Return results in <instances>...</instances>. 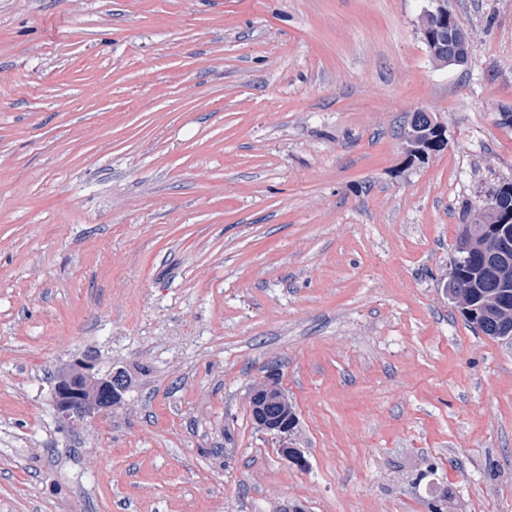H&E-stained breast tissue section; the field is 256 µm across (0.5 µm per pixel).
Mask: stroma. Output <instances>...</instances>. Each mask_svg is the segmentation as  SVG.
<instances>
[{"label":"stroma","mask_w":512,"mask_h":512,"mask_svg":"<svg viewBox=\"0 0 512 512\" xmlns=\"http://www.w3.org/2000/svg\"><path fill=\"white\" fill-rule=\"evenodd\" d=\"M427 4L0 0V512H512V338L445 290L512 182V0H451L463 66ZM82 362L129 384L69 426ZM423 11L421 32L431 59L440 65H465L468 39L455 21L447 0H430ZM405 139L409 153L421 158L426 157L433 148L444 147L447 142L444 125L435 121L425 110L413 114ZM277 384L273 378L272 372L269 371L265 376V379L253 389L250 400L251 405H254L258 410L257 423L259 428L261 430L283 437L288 435V428L274 423L263 411L265 403L273 394Z\"/></svg>","instance_id":"35a3bbf8"}]
</instances>
